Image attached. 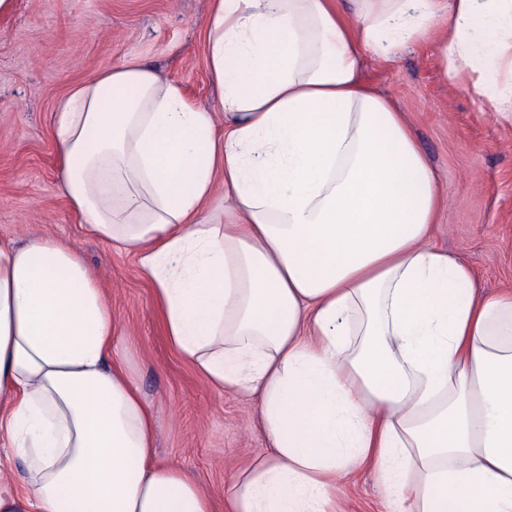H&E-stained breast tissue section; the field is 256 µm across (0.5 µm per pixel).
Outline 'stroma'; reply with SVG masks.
Wrapping results in <instances>:
<instances>
[{
	"label": "stroma",
	"mask_w": 512,
	"mask_h": 512,
	"mask_svg": "<svg viewBox=\"0 0 512 512\" xmlns=\"http://www.w3.org/2000/svg\"><path fill=\"white\" fill-rule=\"evenodd\" d=\"M212 0H15L0 18V243L49 235L67 241L109 291L125 328L124 356L158 416L162 462L187 470L224 512L237 473L264 454L255 402L205 383L167 342L151 284L135 256L91 237L59 190L52 127L75 83L130 57L217 106L205 31ZM363 77L405 112L446 197L434 242L467 264L480 293L512 287V127L488 112L473 83L447 80L434 46H411L387 64L365 56ZM338 512H388L369 467L341 482Z\"/></svg>",
	"instance_id": "obj_1"
}]
</instances>
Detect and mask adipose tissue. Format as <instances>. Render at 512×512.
I'll return each mask as SVG.
<instances>
[{
	"mask_svg": "<svg viewBox=\"0 0 512 512\" xmlns=\"http://www.w3.org/2000/svg\"><path fill=\"white\" fill-rule=\"evenodd\" d=\"M429 41L512 124V0H212L217 108L137 58L57 108L78 222L136 256L198 375L258 402L270 450L225 512H336L356 465L390 512H512V288L434 245L437 177L361 78ZM123 337L71 245L0 247V512H214L157 462Z\"/></svg>",
	"mask_w": 512,
	"mask_h": 512,
	"instance_id": "1",
	"label": "adipose tissue"
}]
</instances>
